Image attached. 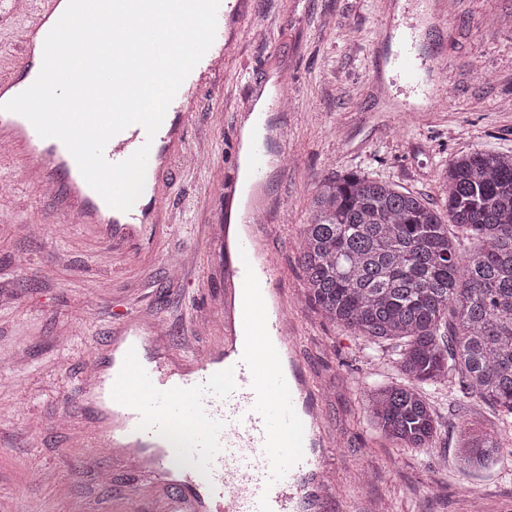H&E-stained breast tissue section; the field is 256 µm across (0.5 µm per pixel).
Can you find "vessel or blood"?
<instances>
[{"instance_id": "obj_1", "label": "vessel or blood", "mask_w": 512, "mask_h": 512, "mask_svg": "<svg viewBox=\"0 0 512 512\" xmlns=\"http://www.w3.org/2000/svg\"><path fill=\"white\" fill-rule=\"evenodd\" d=\"M24 4L18 53L0 74V146L53 187L60 215H81L112 250H136L147 230L161 227V187L171 156L182 148L195 94L177 91L154 140L134 124L107 143L104 155L112 163L126 160L143 144L151 146L143 195L129 211L110 208L59 140L41 138L25 117L2 108L36 79L45 38L68 0ZM247 12V0H221L215 42L222 52L231 51L237 23ZM396 57L399 70L415 86L423 74L436 70L405 41ZM265 87V79H255L246 106L248 119L258 126L266 123ZM267 155L266 140L251 143L247 217L253 223L269 204ZM262 249L263 238L254 227L225 247L224 340L205 354L188 356L178 383H168L156 367L145 365L143 350L158 333L135 316L112 336L119 370L107 377L100 360L89 366L87 387L102 389L104 410L87 442L112 451L153 445L152 454L133 460L136 469L152 476L168 471L175 461L206 472L205 492L164 491L143 499L139 512H293L301 499L317 512L323 500L318 482L326 446L323 416L298 354L287 300L269 288L276 260L269 254L262 264L254 262Z\"/></svg>"}]
</instances>
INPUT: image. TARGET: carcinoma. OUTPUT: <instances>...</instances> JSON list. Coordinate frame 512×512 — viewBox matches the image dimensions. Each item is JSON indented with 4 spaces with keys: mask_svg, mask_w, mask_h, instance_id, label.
<instances>
[{
    "mask_svg": "<svg viewBox=\"0 0 512 512\" xmlns=\"http://www.w3.org/2000/svg\"><path fill=\"white\" fill-rule=\"evenodd\" d=\"M444 211L389 182L347 174L312 198L299 239L306 300L387 353L401 380L365 390L399 448H430L432 397L491 405L497 429L464 439L479 472L512 455V154H462L440 171ZM478 241L464 255L448 225Z\"/></svg>",
    "mask_w": 512,
    "mask_h": 512,
    "instance_id": "cac0c4a2",
    "label": "carcinoma"
}]
</instances>
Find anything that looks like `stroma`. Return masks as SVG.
Returning <instances> with one entry per match:
<instances>
[{
    "label": "stroma",
    "instance_id": "35a3bbf8",
    "mask_svg": "<svg viewBox=\"0 0 512 512\" xmlns=\"http://www.w3.org/2000/svg\"><path fill=\"white\" fill-rule=\"evenodd\" d=\"M424 38L440 71L418 106L394 73L397 24ZM282 77L291 104L268 114L270 205L264 239L291 299L298 350L325 418L323 467L340 493L320 512H512V461L469 475L457 462L463 430L492 431L488 405L433 398V447L397 448L373 429L364 389L398 380L387 357L303 301L298 240L324 181L356 173L439 203V172L475 150L512 153V0H250L214 88L202 89L183 151L162 190L163 233L137 253H111L81 224L50 223L57 202L23 167L0 165V512H137L142 475L82 443L92 425L82 376L107 351L115 322L163 323L177 358L224 338V226L218 181L236 177L233 147L251 81Z\"/></svg>",
    "mask_w": 512,
    "mask_h": 512
}]
</instances>
